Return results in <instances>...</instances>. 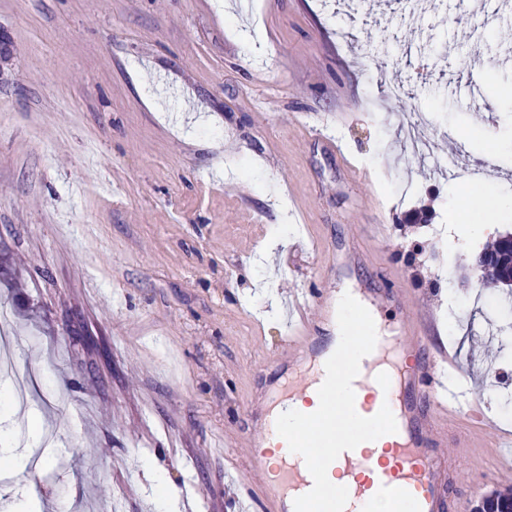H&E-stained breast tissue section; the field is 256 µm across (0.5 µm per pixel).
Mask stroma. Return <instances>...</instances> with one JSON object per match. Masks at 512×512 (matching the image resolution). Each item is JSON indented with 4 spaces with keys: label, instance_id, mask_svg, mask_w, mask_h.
<instances>
[{
    "label": "stroma",
    "instance_id": "obj_1",
    "mask_svg": "<svg viewBox=\"0 0 512 512\" xmlns=\"http://www.w3.org/2000/svg\"><path fill=\"white\" fill-rule=\"evenodd\" d=\"M506 0H0V309L30 406L55 434L42 507L261 512L256 473L224 438L278 382L288 306L332 288L405 289L430 314L487 418L512 357L472 353L512 310L469 263L512 210V23ZM440 83L432 120L389 88ZM468 144L459 177L414 153ZM288 224L274 236L277 225ZM455 296L447 308L443 289ZM512 447L462 459L481 498L512 487Z\"/></svg>",
    "mask_w": 512,
    "mask_h": 512
}]
</instances>
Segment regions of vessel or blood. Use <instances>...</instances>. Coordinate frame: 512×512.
Wrapping results in <instances>:
<instances>
[{
  "label": "vessel or blood",
  "instance_id": "1",
  "mask_svg": "<svg viewBox=\"0 0 512 512\" xmlns=\"http://www.w3.org/2000/svg\"><path fill=\"white\" fill-rule=\"evenodd\" d=\"M334 294L322 287L312 302L294 305L301 328L287 338L282 357L288 363L300 366L308 359ZM392 348L388 367L375 374L372 388L373 420L387 439L380 453L356 455L339 445L327 457L313 456L302 431L274 428L262 407L252 408L258 430L246 439V459L262 481L265 512H319L324 491L311 469L323 464L354 477L348 495L361 505L403 502L410 512H447L452 496L468 486L460 466L467 439L448 424L449 415L462 408L448 378L456 366L453 356L431 346L423 330L406 318ZM340 385L336 375L310 371L288 379L282 394L318 396Z\"/></svg>",
  "mask_w": 512,
  "mask_h": 512
}]
</instances>
